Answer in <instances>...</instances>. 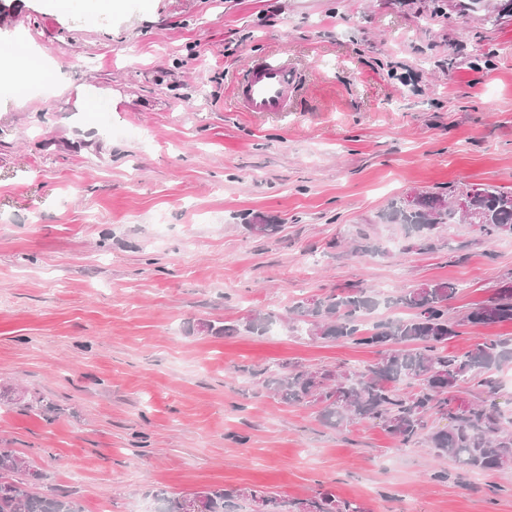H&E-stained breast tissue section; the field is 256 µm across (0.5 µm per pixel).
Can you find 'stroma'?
Instances as JSON below:
<instances>
[{"label": "stroma", "instance_id": "35a3bbf8", "mask_svg": "<svg viewBox=\"0 0 512 512\" xmlns=\"http://www.w3.org/2000/svg\"><path fill=\"white\" fill-rule=\"evenodd\" d=\"M0 1V47L27 37L49 68L22 94L0 82V448L39 492L83 512H156L157 492L216 485L512 512V470L325 427L241 372L376 362L284 322L325 291L452 280L458 318L512 280L510 235L447 224L426 250L382 218L413 191H512V17L436 0ZM271 56L297 73L292 111H238L237 76ZM257 215L281 232L248 236ZM259 311L279 316L262 336L202 329Z\"/></svg>", "mask_w": 512, "mask_h": 512}]
</instances>
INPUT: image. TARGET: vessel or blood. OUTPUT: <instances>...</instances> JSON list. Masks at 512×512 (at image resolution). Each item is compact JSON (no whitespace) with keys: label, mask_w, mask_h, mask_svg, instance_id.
<instances>
[{"label":"vessel or blood","mask_w":512,"mask_h":512,"mask_svg":"<svg viewBox=\"0 0 512 512\" xmlns=\"http://www.w3.org/2000/svg\"><path fill=\"white\" fill-rule=\"evenodd\" d=\"M297 84L296 75L284 62L268 61L251 65L233 87L238 110L276 113L288 109Z\"/></svg>","instance_id":"obj_1"}]
</instances>
